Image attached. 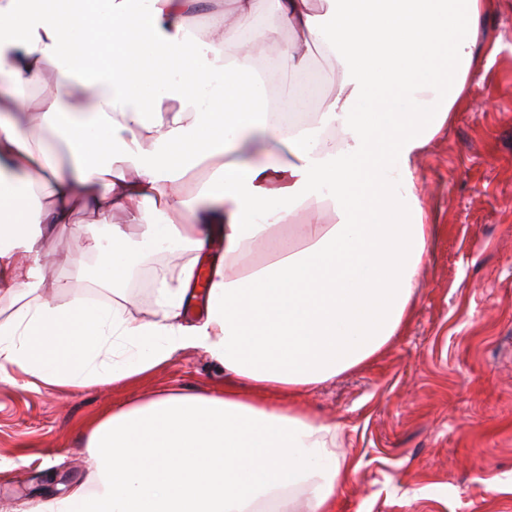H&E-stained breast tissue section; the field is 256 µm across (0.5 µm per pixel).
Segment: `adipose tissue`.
<instances>
[{
    "label": "adipose tissue",
    "mask_w": 512,
    "mask_h": 512,
    "mask_svg": "<svg viewBox=\"0 0 512 512\" xmlns=\"http://www.w3.org/2000/svg\"><path fill=\"white\" fill-rule=\"evenodd\" d=\"M211 2L200 35L198 0H0L13 84L0 163L24 174L0 187V288L20 302L0 321V372L118 384L196 347L229 379L220 394L163 391L92 420L87 483L42 512H334L356 466L336 450L341 425L296 398L406 325L433 231L411 163L466 111L496 48L484 21L499 0H275L292 39L274 57L255 54L274 34L263 0ZM316 53L336 68L325 97L307 66ZM15 111L64 129L69 165L33 150ZM269 141L274 165L241 162ZM200 167L222 191L186 195ZM82 200L104 217L75 228L95 256L85 275L114 297L152 243L187 255L151 319L33 297L44 225L71 223ZM114 211L139 239L106 222ZM215 239L224 257L200 291ZM199 299L202 321L187 322Z\"/></svg>",
    "instance_id": "obj_1"
}]
</instances>
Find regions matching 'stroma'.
<instances>
[{
    "instance_id": "stroma-1",
    "label": "stroma",
    "mask_w": 512,
    "mask_h": 512,
    "mask_svg": "<svg viewBox=\"0 0 512 512\" xmlns=\"http://www.w3.org/2000/svg\"><path fill=\"white\" fill-rule=\"evenodd\" d=\"M488 27L498 42L472 106L414 166L437 224L402 334L368 364L305 394L343 427L358 461L335 512H512V0ZM76 207L72 224L97 223ZM61 224L40 242L42 298L111 302L79 279L91 256ZM224 371L187 347L125 385L56 389L0 381V512H35L84 483V430L161 390L219 393Z\"/></svg>"
}]
</instances>
